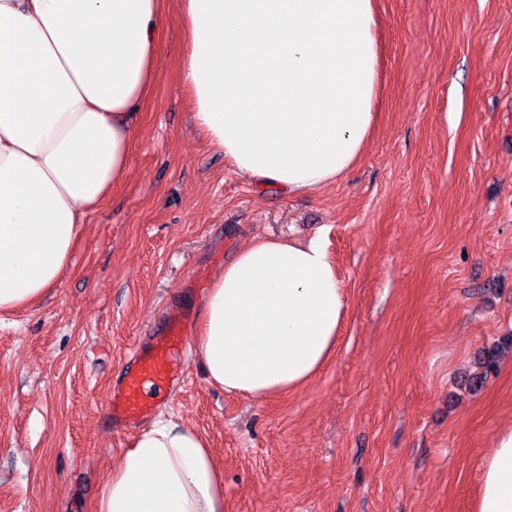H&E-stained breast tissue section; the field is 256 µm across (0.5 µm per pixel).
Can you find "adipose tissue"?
Wrapping results in <instances>:
<instances>
[{
	"instance_id": "adipose-tissue-1",
	"label": "adipose tissue",
	"mask_w": 512,
	"mask_h": 512,
	"mask_svg": "<svg viewBox=\"0 0 512 512\" xmlns=\"http://www.w3.org/2000/svg\"><path fill=\"white\" fill-rule=\"evenodd\" d=\"M164 2L0 0V312L59 285L87 212L127 177ZM178 2L195 125L237 171L293 196L358 162L380 106L376 0ZM345 310L320 238L239 247L198 320L210 384L301 388L334 357ZM94 512H224V475L197 431L159 420L113 465ZM475 512H512L511 428Z\"/></svg>"
}]
</instances>
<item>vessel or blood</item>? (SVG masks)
<instances>
[{"mask_svg": "<svg viewBox=\"0 0 512 512\" xmlns=\"http://www.w3.org/2000/svg\"><path fill=\"white\" fill-rule=\"evenodd\" d=\"M188 335L184 319L174 313L151 347L135 349L122 385L112 392L114 429L135 427L150 415L158 401L169 399L180 383L178 356Z\"/></svg>", "mask_w": 512, "mask_h": 512, "instance_id": "1", "label": "vessel or blood"}]
</instances>
